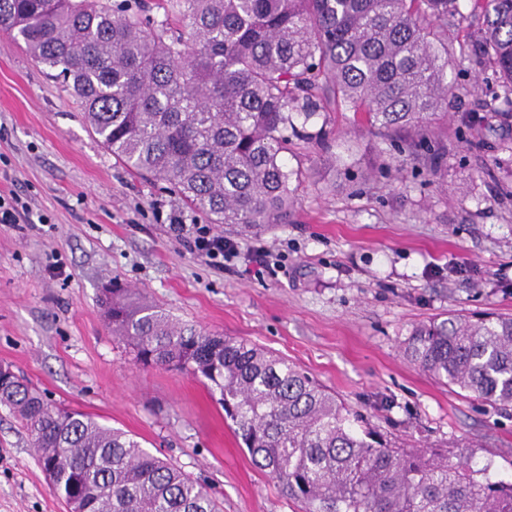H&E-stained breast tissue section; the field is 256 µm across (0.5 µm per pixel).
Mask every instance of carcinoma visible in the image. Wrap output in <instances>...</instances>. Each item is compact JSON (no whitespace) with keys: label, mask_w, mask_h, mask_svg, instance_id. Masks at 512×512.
Wrapping results in <instances>:
<instances>
[{"label":"carcinoma","mask_w":512,"mask_h":512,"mask_svg":"<svg viewBox=\"0 0 512 512\" xmlns=\"http://www.w3.org/2000/svg\"><path fill=\"white\" fill-rule=\"evenodd\" d=\"M482 53L512 91V0H473ZM0 0V29L81 102L92 133L129 171L167 185L212 224L288 223L300 173L283 154L322 101L422 148L446 103L448 28L459 0ZM112 335L144 366L206 380L252 462L302 512H512V479L473 456L398 448L322 385L252 343L180 323L117 285ZM404 352L435 380L512 407V315L415 325ZM53 490L87 512H220L206 487L133 436L56 405L16 375L0 390Z\"/></svg>","instance_id":"cac0c4a2"}]
</instances>
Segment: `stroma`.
Here are the masks:
<instances>
[{
  "label": "stroma",
  "instance_id": "35a3bbf8",
  "mask_svg": "<svg viewBox=\"0 0 512 512\" xmlns=\"http://www.w3.org/2000/svg\"><path fill=\"white\" fill-rule=\"evenodd\" d=\"M460 8L469 18L449 31L453 92L431 128L435 158L329 107L309 123L326 144L285 156L302 173L289 222L219 228L279 253L262 272L190 252L171 227L202 216L112 157L77 100L0 31V192L27 198L35 217L0 224V364L136 437L206 484L222 512H300L201 379L139 366L113 336L99 298L116 281L178 321L285 357L386 439L469 444L475 463L511 478L512 408L437 382L403 350L434 317L512 314V93L478 54L481 19L468 0ZM0 512H67L4 409Z\"/></svg>",
  "mask_w": 512,
  "mask_h": 512
}]
</instances>
